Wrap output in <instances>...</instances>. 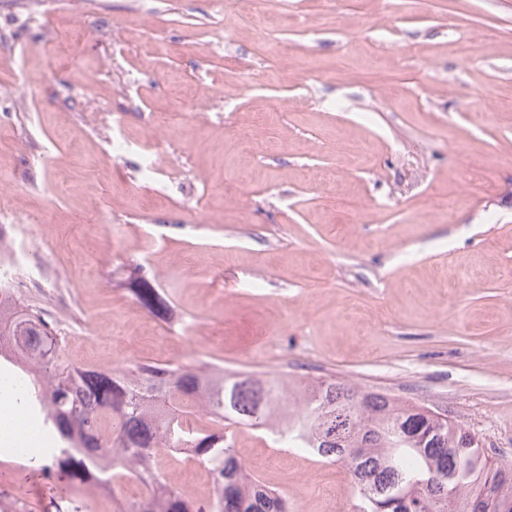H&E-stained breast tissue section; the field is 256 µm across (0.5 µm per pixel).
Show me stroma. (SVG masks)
Wrapping results in <instances>:
<instances>
[{
    "mask_svg": "<svg viewBox=\"0 0 512 512\" xmlns=\"http://www.w3.org/2000/svg\"><path fill=\"white\" fill-rule=\"evenodd\" d=\"M312 2L228 9L215 52L213 0H0V247L33 225L50 278L21 300L74 365L333 376L512 462V0ZM232 431L292 512H352L345 466L327 498L315 456ZM18 497L82 512L65 467L0 456ZM134 284L136 285L137 288L131 289H133L137 293L139 299L146 306L150 307L157 313L165 312L167 308L165 299L149 281H147L137 273L135 274L134 277Z\"/></svg>",
    "mask_w": 512,
    "mask_h": 512,
    "instance_id": "35a3bbf8",
    "label": "stroma"
}]
</instances>
